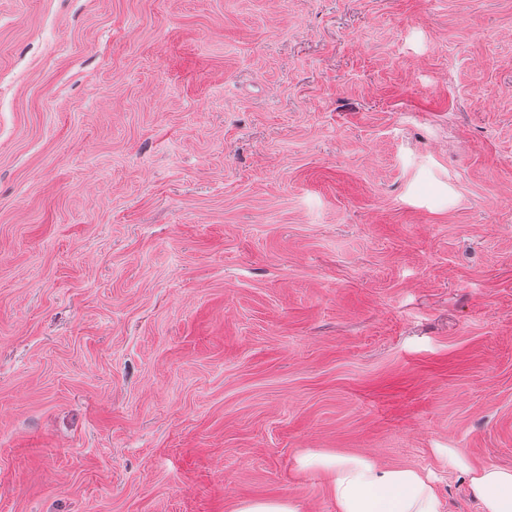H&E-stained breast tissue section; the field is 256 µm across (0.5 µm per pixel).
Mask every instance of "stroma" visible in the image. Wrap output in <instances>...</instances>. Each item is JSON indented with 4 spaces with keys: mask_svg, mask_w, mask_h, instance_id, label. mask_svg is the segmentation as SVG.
I'll return each instance as SVG.
<instances>
[{
    "mask_svg": "<svg viewBox=\"0 0 512 512\" xmlns=\"http://www.w3.org/2000/svg\"><path fill=\"white\" fill-rule=\"evenodd\" d=\"M441 448L512 468V0H0V512H480ZM301 470H320L336 512H443L432 472L418 468H384L365 454L304 453ZM235 512H302V508L297 500L281 496L269 499H243L237 503Z\"/></svg>",
    "mask_w": 512,
    "mask_h": 512,
    "instance_id": "stroma-1",
    "label": "stroma"
}]
</instances>
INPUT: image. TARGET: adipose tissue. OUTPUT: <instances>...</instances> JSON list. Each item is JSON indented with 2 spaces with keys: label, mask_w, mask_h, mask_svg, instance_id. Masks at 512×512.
I'll list each match as a JSON object with an SVG mask.
<instances>
[{
  "label": "adipose tissue",
  "mask_w": 512,
  "mask_h": 512,
  "mask_svg": "<svg viewBox=\"0 0 512 512\" xmlns=\"http://www.w3.org/2000/svg\"><path fill=\"white\" fill-rule=\"evenodd\" d=\"M296 463L299 469L325 474L336 512H442L433 473L411 467L385 468L365 454L304 453ZM444 463L448 469L467 473L480 512H512V468L471 467L456 448L446 449Z\"/></svg>",
  "instance_id": "adipose-tissue-1"
}]
</instances>
